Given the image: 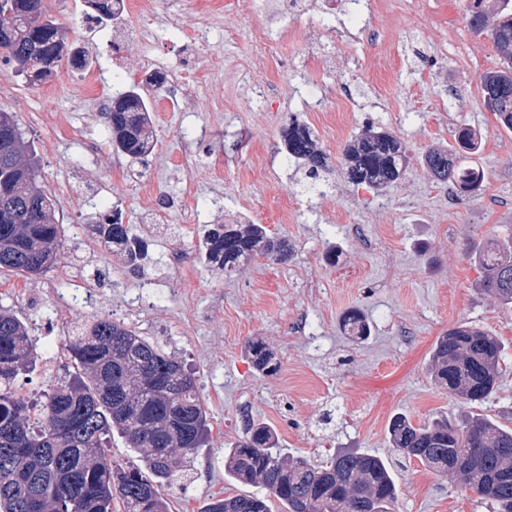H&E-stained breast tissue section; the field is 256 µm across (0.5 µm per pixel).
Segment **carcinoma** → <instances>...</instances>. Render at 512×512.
Returning a JSON list of instances; mask_svg holds the SVG:
<instances>
[{"instance_id":"cac0c4a2","label":"carcinoma","mask_w":512,"mask_h":512,"mask_svg":"<svg viewBox=\"0 0 512 512\" xmlns=\"http://www.w3.org/2000/svg\"><path fill=\"white\" fill-rule=\"evenodd\" d=\"M118 0H91L97 19L114 18ZM468 26L486 29L501 66L480 77L482 94L494 97L501 127L512 130V0H469ZM63 26L49 13L48 0H0V63L17 70L62 66L55 31ZM112 148L131 160L149 147L148 90L132 85L112 99L105 113ZM17 131L0 140V208L13 209L0 221V269L38 276L47 272L63 246L56 201L36 187L38 166L11 112L0 124ZM288 157L303 165L309 188L330 167L313 131L296 122L283 131ZM407 163L404 144L390 132L368 128L344 148L347 179L383 189L398 181ZM424 168L434 180L469 195L484 182L479 167L453 148L433 149ZM94 229L136 270L147 257L140 237L123 223L121 212L99 217ZM199 259L213 271L230 274L255 257L286 262L292 246L261 224H213L200 236ZM484 271L482 290L502 306H512V238L492 240L475 255ZM343 327L356 338L369 325L355 310ZM255 369L279 370L274 352L261 339L245 347ZM75 374L54 384L40 413L14 397V383L36 364V343L26 324L0 307V512H168L164 489L191 467V456L209 432L207 411L195 376L175 355L116 319L95 318L72 330L67 342ZM497 337L459 325L440 336L429 359L431 380L466 404H481L499 388L502 369ZM390 442L403 458L457 479L490 502L493 512H512V429L475 415L453 424L446 419L414 423L404 414L389 422ZM118 433L139 458L123 466L105 448ZM224 475L260 489L258 493L211 497L198 512H270L279 502L286 512H393L397 485L389 460L357 451H338L315 465L280 450L278 434L264 423L224 449Z\"/></svg>"}]
</instances>
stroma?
I'll return each mask as SVG.
<instances>
[{
  "instance_id": "obj_1",
  "label": "stroma",
  "mask_w": 512,
  "mask_h": 512,
  "mask_svg": "<svg viewBox=\"0 0 512 512\" xmlns=\"http://www.w3.org/2000/svg\"><path fill=\"white\" fill-rule=\"evenodd\" d=\"M305 14L270 13L266 26L282 42L277 58L257 57L251 11L222 8L205 43L185 29L200 18L199 0H145L153 31L87 21L88 0H64L52 12L92 63L107 97L134 82L144 56L177 72L194 66L208 80L173 107L151 112L154 143L141 160L117 159L95 95L81 72L63 64L46 85H31L0 64V109L13 112L34 144L36 185L55 196L64 246L48 272L33 278L0 270V305L31 328L40 360L14 384L18 399L35 402L72 366L55 321L70 327L94 317L119 319L195 371L208 413L206 444L188 477L167 487L170 512H197L208 498L245 493L224 475V450L245 437L250 423L275 429L288 454L319 464L340 448L391 457L398 486L394 512H491L486 500L419 461L392 456V416L413 422L457 420L463 404L436 387L427 372L438 336L462 322L503 345L507 370L478 414L512 427V310L480 292L482 276L469 252L512 231V131L498 126L481 97L480 76L499 56L487 36L465 20L466 0H421L411 14L405 0H324ZM236 33L224 40L225 30ZM323 109H309L312 100ZM315 133L332 169L317 190H306L303 168L288 160L281 137L290 118ZM401 139L409 164L384 190L345 180L343 149L368 127ZM478 137L472 153L486 178L475 196L432 180L422 159L452 147L461 130ZM94 146V163L85 160ZM190 150L192 167L179 157ZM71 182V194L57 190ZM149 183L169 209L156 225L140 201ZM194 190L195 208L178 207ZM121 209L148 245L141 269L99 239L91 215ZM246 218L291 241L292 257H258L232 275L208 271L196 258L201 229ZM183 256L173 267L171 256ZM96 279L94 307L60 303L74 281L61 270ZM144 304L132 310L136 296ZM369 326L362 340L343 329L349 310ZM263 339L280 361L277 374L258 373L245 352Z\"/></svg>"
}]
</instances>
